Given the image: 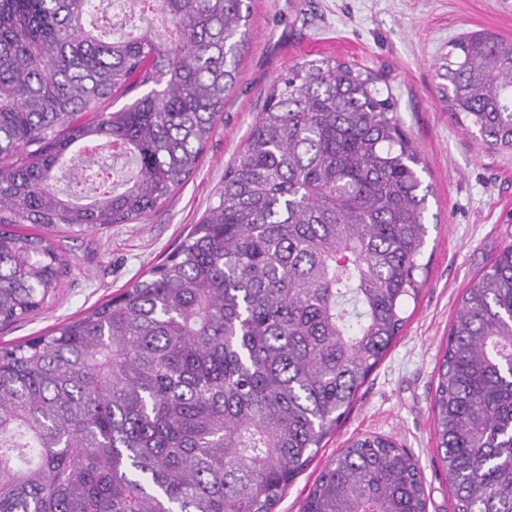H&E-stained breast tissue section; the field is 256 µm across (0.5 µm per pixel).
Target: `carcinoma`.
<instances>
[{
	"mask_svg": "<svg viewBox=\"0 0 512 512\" xmlns=\"http://www.w3.org/2000/svg\"><path fill=\"white\" fill-rule=\"evenodd\" d=\"M128 2L171 34L108 37L99 0H0L1 323L42 307L63 265L52 239L13 227L144 219L198 169L237 80L246 0ZM437 76L455 124L512 151V40L461 37ZM379 83L331 57L289 67L176 252L84 317L0 348V512H273L422 286L430 187ZM77 146L136 169H97ZM433 409L454 512H512V246L461 298ZM426 506L414 458L367 436L304 512Z\"/></svg>",
	"mask_w": 512,
	"mask_h": 512,
	"instance_id": "cac0c4a2",
	"label": "carcinoma"
}]
</instances>
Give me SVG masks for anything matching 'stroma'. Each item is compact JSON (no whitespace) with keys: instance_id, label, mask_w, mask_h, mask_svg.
Returning <instances> with one entry per match:
<instances>
[{"instance_id":"obj_1","label":"stroma","mask_w":512,"mask_h":512,"mask_svg":"<svg viewBox=\"0 0 512 512\" xmlns=\"http://www.w3.org/2000/svg\"><path fill=\"white\" fill-rule=\"evenodd\" d=\"M249 40L223 116L200 166L144 220L53 232L66 270L43 308L0 323V346L48 334L129 288L199 223L245 145L268 87L302 58L330 56L382 79L416 146L431 193L420 257L426 282L404 308L406 326L359 389L336 431L288 486L274 512H303L324 467L363 435L393 438L418 461L427 512H453L437 453L432 402L448 330L462 295L512 245V152L464 133L438 100L436 70L450 41L487 31L512 39V0H248Z\"/></svg>"}]
</instances>
